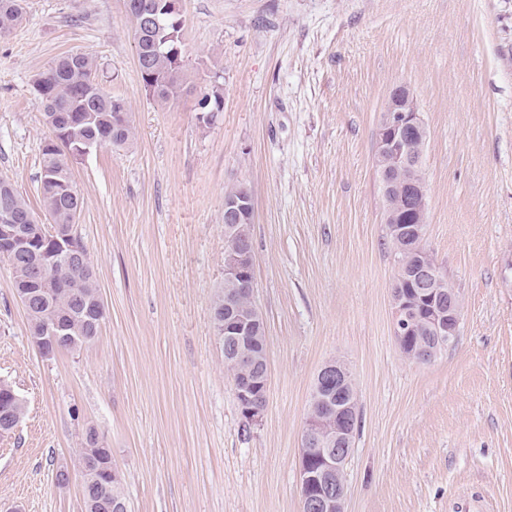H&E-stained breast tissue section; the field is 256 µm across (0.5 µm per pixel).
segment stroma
I'll return each instance as SVG.
<instances>
[{
  "label": "stroma",
  "instance_id": "35a3bbf8",
  "mask_svg": "<svg viewBox=\"0 0 512 512\" xmlns=\"http://www.w3.org/2000/svg\"><path fill=\"white\" fill-rule=\"evenodd\" d=\"M187 80L146 92L124 0H27L0 39V176L38 204L48 135L33 81L96 57L135 117L132 145L75 164L76 231L105 306L100 335L44 358L0 262V380L20 396L0 434V512H84L74 467L95 428L132 512H301L315 376L350 368L360 422L345 512H512V0H182ZM224 84L214 124L200 88ZM415 92L426 246L461 299L455 343L406 359L374 162L393 87ZM255 203L253 298L269 389L241 413L213 322L224 191Z\"/></svg>",
  "mask_w": 512,
  "mask_h": 512
}]
</instances>
